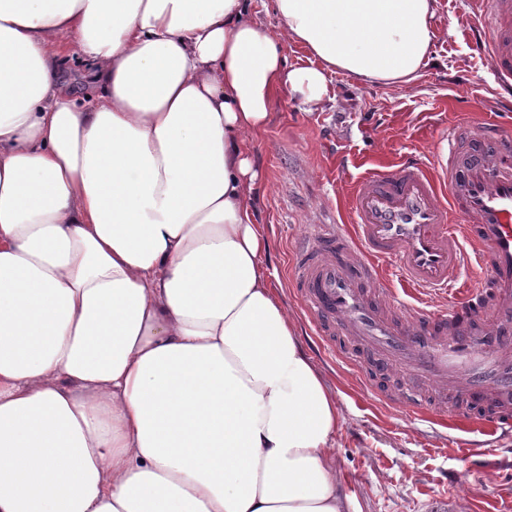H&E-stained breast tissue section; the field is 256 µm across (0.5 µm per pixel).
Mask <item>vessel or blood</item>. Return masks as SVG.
Returning <instances> with one entry per match:
<instances>
[{"label":"vessel or blood","instance_id":"b4317fda","mask_svg":"<svg viewBox=\"0 0 512 512\" xmlns=\"http://www.w3.org/2000/svg\"><path fill=\"white\" fill-rule=\"evenodd\" d=\"M478 46L512 97V0H470ZM350 225L322 224L297 247L294 279L315 333L344 336L378 366L421 387L493 407L512 427V131L459 126L447 151L408 155L356 178ZM418 297L479 277L448 310L406 308L384 284L383 262Z\"/></svg>","mask_w":512,"mask_h":512}]
</instances>
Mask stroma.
<instances>
[{"instance_id": "1", "label": "stroma", "mask_w": 512, "mask_h": 512, "mask_svg": "<svg viewBox=\"0 0 512 512\" xmlns=\"http://www.w3.org/2000/svg\"><path fill=\"white\" fill-rule=\"evenodd\" d=\"M469 12L468 0H438L436 37L415 81L365 85L335 72V100L314 112L280 92L253 141L261 172L254 207L269 243L263 265L343 410L332 455L348 512H512V434L475 424L467 403L447 407L400 377L357 371L344 339L325 354L291 279L296 238L344 213L356 177L407 154L433 155L457 120L512 124Z\"/></svg>"}]
</instances>
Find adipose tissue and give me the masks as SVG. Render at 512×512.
<instances>
[{
  "label": "adipose tissue",
  "instance_id": "adipose-tissue-1",
  "mask_svg": "<svg viewBox=\"0 0 512 512\" xmlns=\"http://www.w3.org/2000/svg\"><path fill=\"white\" fill-rule=\"evenodd\" d=\"M436 8L273 0L272 34L252 0H0V512H344L251 142L280 90L417 79ZM62 76L78 96L97 92L91 81L86 79V67L77 59H66L63 64Z\"/></svg>",
  "mask_w": 512,
  "mask_h": 512
}]
</instances>
